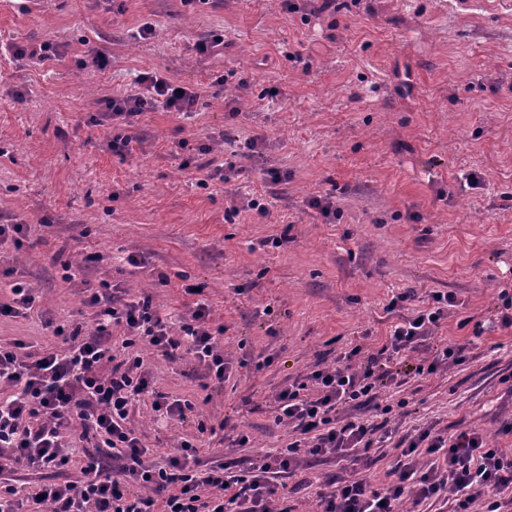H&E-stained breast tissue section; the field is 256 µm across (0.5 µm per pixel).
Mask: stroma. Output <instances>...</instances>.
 Listing matches in <instances>:
<instances>
[{
  "mask_svg": "<svg viewBox=\"0 0 512 512\" xmlns=\"http://www.w3.org/2000/svg\"><path fill=\"white\" fill-rule=\"evenodd\" d=\"M146 22L154 34L135 38ZM216 30L223 51L199 55ZM48 39L61 49L51 61L3 51ZM96 51L106 69L82 66ZM151 69L198 89V111L145 113L136 149L114 154L111 126L90 118ZM272 84L280 96L263 98ZM252 138L259 152L238 153ZM201 145L234 163L206 190L182 166ZM270 166L287 180L267 214L225 223L226 197L263 189ZM325 192L340 210L332 224L305 205ZM1 224L26 225L27 241H0V302L12 282L37 302L0 319V340L41 351L54 326L89 323L82 301L104 281L129 299L152 293L174 319L195 299L210 305L233 363L223 387L190 357L147 362L159 390L225 421V439L249 433L251 447L226 448L225 461L284 447L274 393L331 351L377 350L398 318L391 296L408 294L415 310L432 291L457 295L437 336L467 360L383 393L404 405L398 435L478 428L512 448V328L496 316L512 281V0H339L319 16L285 13L280 0H0ZM283 233L287 243L269 246ZM66 263L78 266L70 282ZM133 423L162 453L194 431L156 426L143 405ZM369 457L299 469L282 507L313 512L330 477L382 487L397 452L387 442Z\"/></svg>",
  "mask_w": 512,
  "mask_h": 512,
  "instance_id": "stroma-1",
  "label": "stroma"
}]
</instances>
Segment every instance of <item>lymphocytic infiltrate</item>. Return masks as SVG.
<instances>
[{
    "label": "lymphocytic infiltrate",
    "mask_w": 512,
    "mask_h": 512,
    "mask_svg": "<svg viewBox=\"0 0 512 512\" xmlns=\"http://www.w3.org/2000/svg\"><path fill=\"white\" fill-rule=\"evenodd\" d=\"M139 92L102 99L93 124H111L108 144L131 153V130L142 115L163 108L192 114L199 94L160 71L141 73ZM407 294L393 295L387 311H400L381 347L373 353L353 346L333 360H318L304 376L273 396L275 420L289 427L286 448L265 453L233 470L203 461L197 440L179 437L177 452L156 457L143 447L131 415L146 404L154 423H186L190 400L155 389L144 357L152 351L175 363L189 354L203 364L214 385H223L231 361L215 334L207 302H195L179 323L164 319L152 294L113 299L91 289L84 301L93 331L56 327L63 349L31 353L23 341H0V474L52 472L53 480L22 499L12 484L0 483V512H277L275 501L287 478L308 460H343L367 454L391 440L392 406L379 405L382 389H397L406 377H427L465 360L460 347L431 344L435 329L457 307L456 294L432 291L428 304L403 315ZM122 331L121 355L112 334ZM375 403L371 419L351 420L349 408ZM398 461L384 488L366 478L329 481L316 498V512H416L425 503L451 504L452 512H505L512 488V448L491 445L476 429L448 436L434 426L396 442ZM81 476H67L72 466Z\"/></svg>",
    "instance_id": "1"
}]
</instances>
